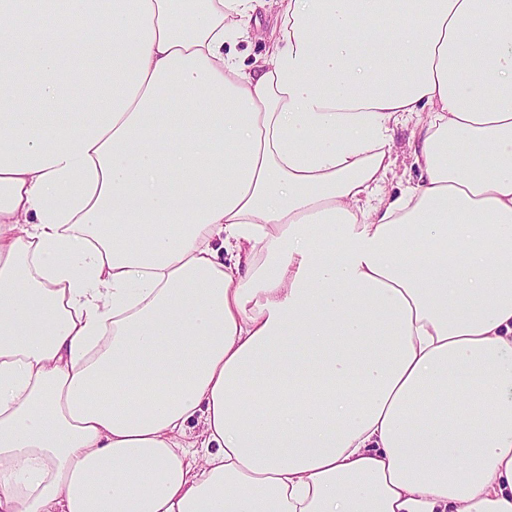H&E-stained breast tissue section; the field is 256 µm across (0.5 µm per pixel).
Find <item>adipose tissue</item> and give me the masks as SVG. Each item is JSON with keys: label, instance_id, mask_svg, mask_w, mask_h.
<instances>
[{"label": "adipose tissue", "instance_id": "adipose-tissue-1", "mask_svg": "<svg viewBox=\"0 0 512 512\" xmlns=\"http://www.w3.org/2000/svg\"><path fill=\"white\" fill-rule=\"evenodd\" d=\"M0 512H512V0H0ZM277 27L278 20L275 13L261 15L258 25L251 23L250 36L231 47L225 44V52L230 48L240 63L250 65L256 59H262L265 56L271 42L272 32ZM414 122H402L395 127L393 157L396 159L394 176H390L387 189L398 195L409 183L417 177V169L412 168Z\"/></svg>", "mask_w": 512, "mask_h": 512}]
</instances>
